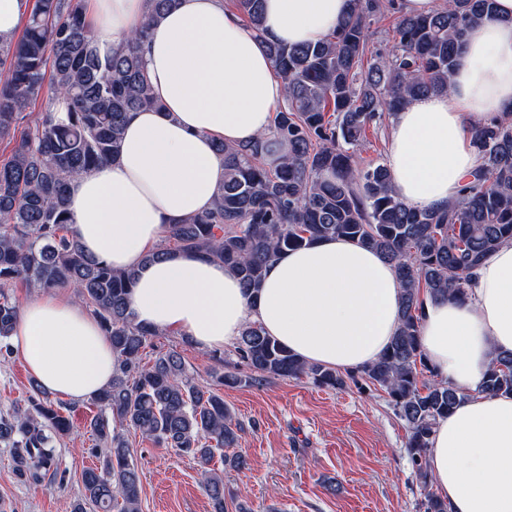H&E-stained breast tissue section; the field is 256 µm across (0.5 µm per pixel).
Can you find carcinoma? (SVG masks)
<instances>
[{"label":"carcinoma","instance_id":"cac0c4a2","mask_svg":"<svg viewBox=\"0 0 512 512\" xmlns=\"http://www.w3.org/2000/svg\"><path fill=\"white\" fill-rule=\"evenodd\" d=\"M148 11L127 46L101 57L84 21V0H33L21 33L0 44V139L11 146L0 162V354L18 318L17 285H69L110 339L116 357L112 382L95 398L89 421L101 466L82 474L72 512H140L142 480L124 430L190 455L203 465L212 512H224V475L210 467L216 454L238 447L241 424L213 388L185 377L179 353L145 361L160 331L137 324L127 307L134 272L115 270L88 254L72 231L67 185L118 153L128 113L154 108L141 45L172 0H148ZM336 30L305 46L267 43L286 85L283 107L269 133L237 146L216 143L224 182L213 207L172 225L149 257L193 251L232 268L242 287L259 293L268 263L281 251L344 236L393 264L403 286L399 325L373 363L342 375L289 352L249 323L237 353L251 370L242 380L307 377L327 388L362 379L388 394L407 424L408 450L425 491L423 512H448L431 491V435L466 395L446 381H428L420 328L427 300L464 302L473 271L490 252L512 241V110L478 127L472 146L480 168L459 198L420 209L396 193L383 164L360 168L355 149L367 131L420 96L444 94L459 65L468 29L495 17V0H448L423 15H408L396 0H353ZM263 0H234L246 26L262 34ZM393 19L394 49L368 55L367 33ZM43 103L34 118L30 109ZM288 154L268 162L270 141ZM480 391L512 393V352L494 354ZM70 431L68 417L41 388L27 406L0 416V444L16 473L38 483L56 464L55 441Z\"/></svg>","mask_w":512,"mask_h":512}]
</instances>
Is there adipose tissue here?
<instances>
[{
	"label": "adipose tissue",
	"instance_id": "obj_1",
	"mask_svg": "<svg viewBox=\"0 0 512 512\" xmlns=\"http://www.w3.org/2000/svg\"><path fill=\"white\" fill-rule=\"evenodd\" d=\"M100 53L125 45L146 0H85ZM352 0H264L255 34L224 0H173L154 23L144 59L158 107L129 113L116 160L74 179L73 231L84 249L116 269H134L128 309L137 323L211 349L259 324L303 360L342 371L374 362L398 327L402 287L393 265L335 237L278 254L258 297L224 265L193 252L147 260L171 224L208 211L224 179L216 142L267 134L286 95L267 42H316L350 13ZM474 26L448 93L397 112L386 165L408 203L439 208L480 160L475 128L512 105V0ZM423 349L438 378L466 398L437 424L429 451L433 489L449 512H512V393L479 392L499 351H512V241L475 269L465 302L428 303ZM11 346L49 393L96 397L112 380V345L96 318L65 288L21 308Z\"/></svg>",
	"mask_w": 512,
	"mask_h": 512
}]
</instances>
